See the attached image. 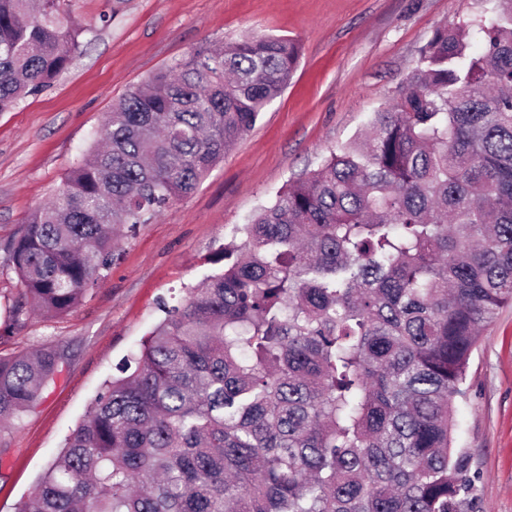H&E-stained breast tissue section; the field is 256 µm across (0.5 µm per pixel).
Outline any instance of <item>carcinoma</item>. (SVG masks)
I'll return each instance as SVG.
<instances>
[{
	"label": "carcinoma",
	"mask_w": 512,
	"mask_h": 512,
	"mask_svg": "<svg viewBox=\"0 0 512 512\" xmlns=\"http://www.w3.org/2000/svg\"><path fill=\"white\" fill-rule=\"evenodd\" d=\"M437 28L370 134L330 153L209 259L103 386L16 512H467L454 404L512 304V0ZM85 28L0 0V112L49 87ZM286 37L154 73L11 244L29 303L67 315L133 230L192 193L287 86ZM0 356V425L59 371Z\"/></svg>",
	"instance_id": "obj_1"
}]
</instances>
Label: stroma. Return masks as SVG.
<instances>
[{"label": "stroma", "instance_id": "obj_1", "mask_svg": "<svg viewBox=\"0 0 512 512\" xmlns=\"http://www.w3.org/2000/svg\"><path fill=\"white\" fill-rule=\"evenodd\" d=\"M496 9L497 0H72L85 32L68 69L0 112V355L51 347L63 356L42 396L0 427V512L33 492L117 364L160 321L159 300L185 297L213 272L207 257L242 242L260 206L358 140L405 89L437 27ZM268 35L299 43L292 78L196 190L119 234L109 275L74 312L9 320L26 301L10 245L98 139L113 104L199 50ZM464 389L454 445L470 457L473 510L512 512L511 306L484 330Z\"/></svg>", "mask_w": 512, "mask_h": 512}]
</instances>
